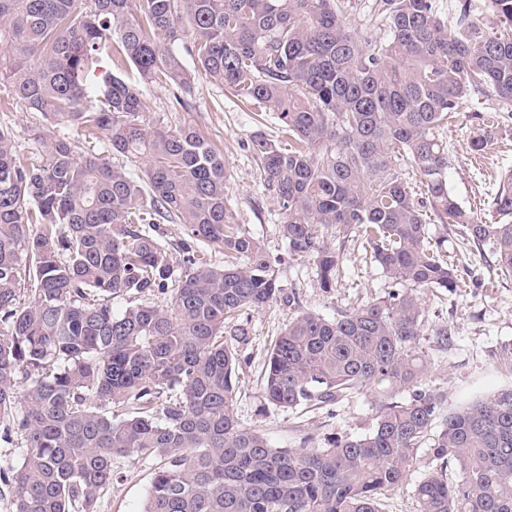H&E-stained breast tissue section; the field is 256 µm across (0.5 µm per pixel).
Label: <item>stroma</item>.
Here are the masks:
<instances>
[{"label":"stroma","instance_id":"35a3bbf8","mask_svg":"<svg viewBox=\"0 0 512 512\" xmlns=\"http://www.w3.org/2000/svg\"><path fill=\"white\" fill-rule=\"evenodd\" d=\"M184 63L193 70L184 88L144 83L129 63L117 65L106 59L102 65L139 86L149 103V120L163 119L172 130L193 127L223 154L235 224L264 243L275 260L279 283L295 294L302 309L331 318L338 311L387 295L393 284L373 261L358 232L330 240L342 260L331 293L322 291L312 263L289 259L288 242L281 232L283 212L267 190L250 149L255 133L271 139L278 136V120L271 113L258 119L254 106L194 71L192 58H185ZM0 126L13 132L18 147L28 155L42 154L40 134L56 130L51 120L18 103L0 111ZM505 126L512 128V116L495 99L475 92L442 133L452 162L448 189L464 209L481 217L489 213L502 175L512 170V135L502 134ZM486 129L497 130L498 135L485 152L474 153L470 142ZM430 230L444 238V252L456 266L459 282L451 292L428 289L423 293L426 337L443 327L452 337L448 347L430 350L427 373L428 383L445 394L443 410L449 413L512 388V369L498 358L500 345L512 340V277L499 275L489 248L471 244L461 225L434 224ZM292 313V308L277 303L249 315L250 339L238 347L241 381L236 409L240 422L262 429L275 448H298L305 443L315 447L332 432H363L372 409L371 398L364 393L342 403L335 414L319 410L301 419L265 405L260 380L267 348ZM156 466V459L136 454L118 459L112 483L98 500V512H140Z\"/></svg>","mask_w":512,"mask_h":512}]
</instances>
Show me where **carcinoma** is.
Masks as SVG:
<instances>
[{"mask_svg":"<svg viewBox=\"0 0 512 512\" xmlns=\"http://www.w3.org/2000/svg\"><path fill=\"white\" fill-rule=\"evenodd\" d=\"M484 2L512 27V0ZM138 4L0 0V108L18 102L68 130L36 159L0 128V437L23 448L0 490L13 512H97L114 461L131 454L159 460L142 512H382L407 485L417 512H512V388L441 414L444 394L423 384L420 296L458 287L432 216L490 245L512 276V172L479 219L448 190L440 138L472 90L512 105V33L485 30L473 0L452 5V28L435 0H374L384 42L349 26L345 0ZM186 40L200 73L280 121L251 148L291 259L313 262L329 293L341 260L324 231L355 229L403 286L331 319L302 310L267 349L266 404L304 416L369 390L365 434L274 448L240 423L238 318L295 296L234 223L224 156L191 127L146 123L143 93L110 73L86 101L103 54L146 83L185 86ZM167 223L187 227L174 251L158 237ZM206 242L244 264L208 262Z\"/></svg>","mask_w":512,"mask_h":512,"instance_id":"carcinoma-1","label":"carcinoma"}]
</instances>
